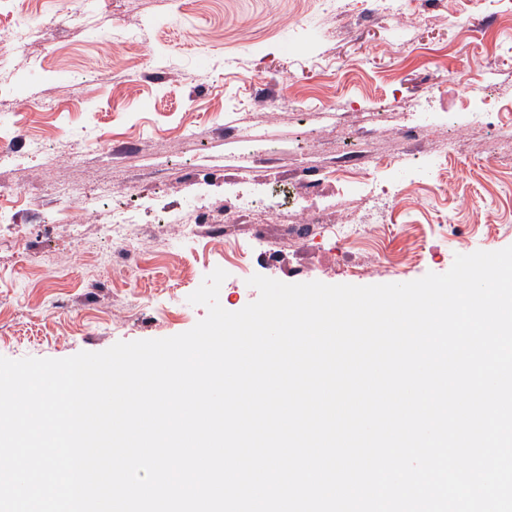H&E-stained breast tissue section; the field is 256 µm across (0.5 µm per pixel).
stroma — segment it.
Listing matches in <instances>:
<instances>
[{"instance_id": "stroma-1", "label": "stroma", "mask_w": 512, "mask_h": 512, "mask_svg": "<svg viewBox=\"0 0 512 512\" xmlns=\"http://www.w3.org/2000/svg\"><path fill=\"white\" fill-rule=\"evenodd\" d=\"M25 2L37 34L0 51V76L14 85L0 129L22 158L0 170V204L16 211L0 224V357L63 359L186 332L207 314L188 297L217 268L227 273L219 302L236 312L258 299L255 274L406 283L447 272L455 255L512 246V230L485 221L512 213V129H467L456 106L481 82L493 108L512 107V0H406L404 20L359 25L347 18L366 0H340L332 14L317 0ZM477 22L492 38H472ZM416 101L439 119L414 158L397 131ZM462 127L468 140L448 156ZM33 138L53 162L28 158ZM360 148L395 188L390 223L351 239L317 224L304 244L289 242L290 171ZM438 177L469 201L456 216L462 235L445 228L447 197L413 205L422 179ZM258 180L281 206L245 213L229 241L161 221L179 212L223 223L227 184ZM61 184L84 193L60 201ZM118 207L136 217L131 258L103 235Z\"/></svg>"}]
</instances>
